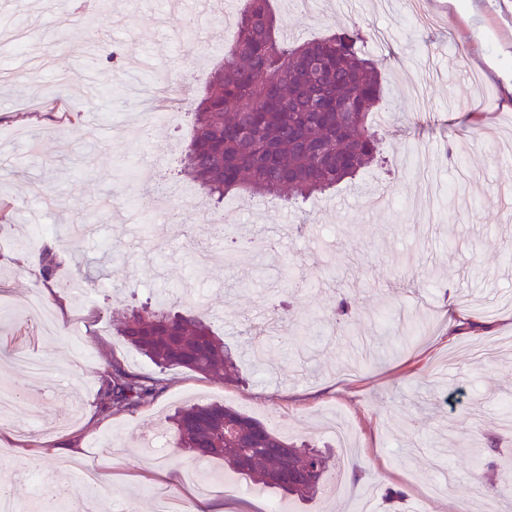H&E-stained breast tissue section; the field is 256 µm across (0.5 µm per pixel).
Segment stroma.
I'll return each mask as SVG.
<instances>
[{
    "mask_svg": "<svg viewBox=\"0 0 512 512\" xmlns=\"http://www.w3.org/2000/svg\"><path fill=\"white\" fill-rule=\"evenodd\" d=\"M284 33L305 41L360 28L362 53L382 63L377 123L385 161L303 209L234 197L211 215L183 204L175 176L189 118L157 121L153 185L181 206L184 233L162 213L140 222L117 216L126 173L145 121L129 84L153 60L160 73L194 79L202 91L234 26L217 18L188 27L191 10L167 0H0V67L38 57L40 83L0 82V128L24 135L0 144V385L32 387L17 425L0 432V480L17 457L36 459L42 479L76 491V467L96 468L109 486L101 512H187L200 489L187 481L194 454L172 447L168 417L193 402L220 403L262 422L282 416L280 435L329 443L339 416L356 445L330 443L327 483L342 494L282 502L285 512H348L373 490L374 512H499L490 475L512 459L500 425L512 404V346L490 357L485 343L512 337V0H273ZM117 52V63L107 62ZM67 70L52 112H25L36 87ZM99 77L85 102L82 76ZM91 236L60 253L58 275L82 280L87 295L64 305L39 277L38 260L8 242L28 217ZM41 295L54 323L29 318ZM163 299L210 319L237 352L239 379L222 382L181 368L160 369L118 332L128 308ZM347 315H337L340 301ZM18 352L48 369L29 378ZM159 379L149 404L104 418L97 405L111 361ZM50 428L29 440L30 420ZM70 444L73 455L61 453ZM210 495L240 512L278 494L226 471ZM404 491L389 499L388 489Z\"/></svg>",
    "mask_w": 512,
    "mask_h": 512,
    "instance_id": "1",
    "label": "stroma"
}]
</instances>
